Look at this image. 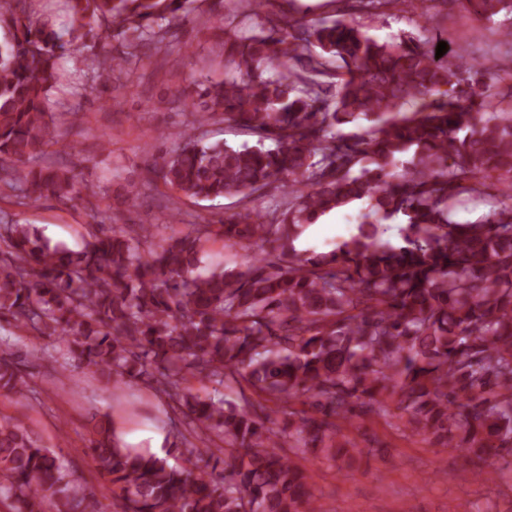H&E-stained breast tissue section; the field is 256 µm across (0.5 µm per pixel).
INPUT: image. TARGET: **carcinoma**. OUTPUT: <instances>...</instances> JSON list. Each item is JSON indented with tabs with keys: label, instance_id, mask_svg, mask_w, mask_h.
<instances>
[{
	"label": "carcinoma",
	"instance_id": "1",
	"mask_svg": "<svg viewBox=\"0 0 512 512\" xmlns=\"http://www.w3.org/2000/svg\"><path fill=\"white\" fill-rule=\"evenodd\" d=\"M348 2L332 21L282 15L225 41L236 74L198 85L197 125L149 171L197 200L293 185L280 202L160 242L150 226L130 236L114 224L77 250L31 224H0V317L15 333L44 340L56 373L83 365L118 389L138 379L192 424L160 458L126 444L104 415L90 450L120 512H324L305 463L355 468L362 450L341 424L392 404L403 430L474 457L477 478L492 480L501 460L512 467V206L474 223L451 218L464 195L489 202L481 182L512 184V86L492 94L485 67L436 57L443 38L425 24L381 43L358 23L396 0ZM465 7L512 16V0ZM182 8L66 0L58 29L28 0H0L10 33L0 43V192L21 204L97 195L67 168L20 167L58 143L56 53L114 29L138 40L166 18L169 33ZM217 117L256 144L206 142L198 127ZM361 119L373 125L337 130ZM357 201L366 206L355 232L330 250L296 251L307 226ZM393 218L397 242L378 231ZM217 236L261 258L204 272ZM197 377L213 392H193ZM0 390L31 392L5 352ZM213 459L224 474L208 471ZM0 497L10 512H42L47 500L57 512L89 508L62 457L14 417L0 418Z\"/></svg>",
	"mask_w": 512,
	"mask_h": 512
}]
</instances>
